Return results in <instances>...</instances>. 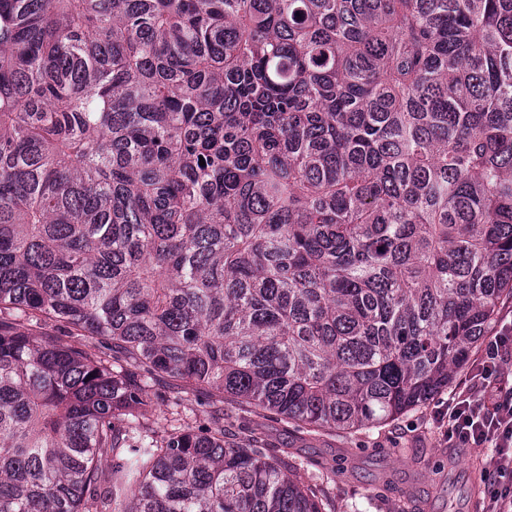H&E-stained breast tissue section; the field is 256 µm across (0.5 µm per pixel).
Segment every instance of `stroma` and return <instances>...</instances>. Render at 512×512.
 <instances>
[{"label":"stroma","mask_w":512,"mask_h":512,"mask_svg":"<svg viewBox=\"0 0 512 512\" xmlns=\"http://www.w3.org/2000/svg\"><path fill=\"white\" fill-rule=\"evenodd\" d=\"M437 401L352 435L311 433L224 402V426L260 437L268 456L308 465L309 482L330 512H481L478 448H452L434 419Z\"/></svg>","instance_id":"obj_1"}]
</instances>
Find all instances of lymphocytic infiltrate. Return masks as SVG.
<instances>
[{"mask_svg": "<svg viewBox=\"0 0 512 512\" xmlns=\"http://www.w3.org/2000/svg\"><path fill=\"white\" fill-rule=\"evenodd\" d=\"M512 358V318L500 317L470 361L467 381L452 389L436 421L449 441L487 449L483 512H512V386L501 379Z\"/></svg>", "mask_w": 512, "mask_h": 512, "instance_id": "f902f5d3", "label": "lymphocytic infiltrate"}]
</instances>
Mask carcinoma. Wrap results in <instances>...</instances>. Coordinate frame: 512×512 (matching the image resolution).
I'll return each instance as SVG.
<instances>
[{
	"label": "carcinoma",
	"instance_id": "carcinoma-1",
	"mask_svg": "<svg viewBox=\"0 0 512 512\" xmlns=\"http://www.w3.org/2000/svg\"><path fill=\"white\" fill-rule=\"evenodd\" d=\"M509 298L512 0H0V512H325L146 387L356 433Z\"/></svg>",
	"mask_w": 512,
	"mask_h": 512
}]
</instances>
